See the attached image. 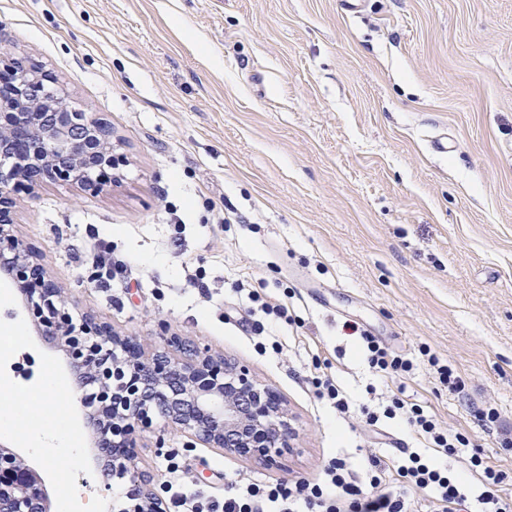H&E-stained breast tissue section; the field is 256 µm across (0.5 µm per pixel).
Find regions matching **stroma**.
<instances>
[{"label": "stroma", "mask_w": 512, "mask_h": 512, "mask_svg": "<svg viewBox=\"0 0 512 512\" xmlns=\"http://www.w3.org/2000/svg\"><path fill=\"white\" fill-rule=\"evenodd\" d=\"M0 33L41 61L71 101L112 126L119 186L20 193L12 229L70 305L145 353L162 332L246 366L284 399L297 436L279 466L193 443L154 421L137 460L155 477L223 498L235 481L321 478L331 457L414 447L386 421L369 433L315 399L306 368L328 363L355 399L402 391L512 474V0H0ZM447 138L442 154L434 140ZM105 240L117 275L89 257ZM198 269L187 278L184 265ZM270 300L299 293L294 322L241 326L237 278ZM14 355L58 374L68 404L32 406L21 428L70 425L79 459H46L0 434L44 484L121 508L63 342L40 336L0 281ZM413 359L404 381L375 375L352 327ZM465 384L449 394L422 349ZM498 409L497 428L474 408ZM179 466L170 474L167 460Z\"/></svg>", "instance_id": "1"}]
</instances>
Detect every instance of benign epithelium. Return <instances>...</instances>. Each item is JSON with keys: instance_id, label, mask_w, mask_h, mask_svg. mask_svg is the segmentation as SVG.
Here are the masks:
<instances>
[{"instance_id": "1", "label": "benign epithelium", "mask_w": 512, "mask_h": 512, "mask_svg": "<svg viewBox=\"0 0 512 512\" xmlns=\"http://www.w3.org/2000/svg\"><path fill=\"white\" fill-rule=\"evenodd\" d=\"M11 76V92L0 99V279L25 297V309L40 335L63 340L69 364L85 367L90 344L103 339L121 351L120 361L96 367L105 385L99 413L110 416L109 443L123 448L112 456L104 476L127 477L135 501L123 512H165L152 474L137 465L133 433L152 423L154 411L167 425L209 448L270 464L291 450L294 431L284 401L254 380L248 370L207 351L189 350L170 335L166 348L147 358L112 327L83 315L78 330L64 289L46 270L26 240L11 225L17 208L14 188L34 191L44 183H70L91 194L113 184L122 158L112 129L92 113L70 105L67 88L45 78L44 65L16 54L0 40V74ZM48 494L22 460L0 447V512H48Z\"/></svg>"}]
</instances>
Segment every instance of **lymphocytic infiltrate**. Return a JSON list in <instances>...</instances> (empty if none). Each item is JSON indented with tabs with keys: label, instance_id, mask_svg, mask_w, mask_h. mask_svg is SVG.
Masks as SVG:
<instances>
[{
	"label": "lymphocytic infiltrate",
	"instance_id": "obj_1",
	"mask_svg": "<svg viewBox=\"0 0 512 512\" xmlns=\"http://www.w3.org/2000/svg\"><path fill=\"white\" fill-rule=\"evenodd\" d=\"M361 348L369 365L381 376L412 373L411 359L393 354L375 336L361 333ZM314 394L332 405L339 417L359 411L366 425L380 418L403 420L417 445L384 457L368 455L367 479L359 481L355 465L342 457L331 458L325 478L317 484L251 482L232 488L223 502H203L196 494L173 492L169 501L180 512H416L414 492H424L429 512H512V475L490 464L482 450L468 457V476L440 466L438 456L457 455L468 439L450 433L424 406L399 396H382L377 406L354 408L351 400L329 375L314 372Z\"/></svg>",
	"mask_w": 512,
	"mask_h": 512
}]
</instances>
